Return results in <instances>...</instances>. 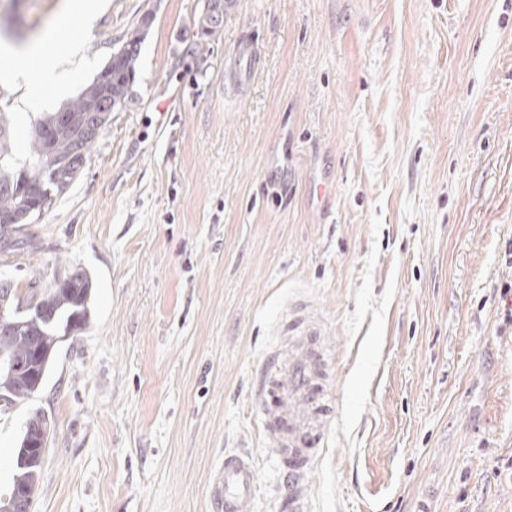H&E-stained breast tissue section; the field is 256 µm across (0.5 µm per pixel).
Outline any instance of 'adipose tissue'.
<instances>
[{
    "instance_id": "1",
    "label": "adipose tissue",
    "mask_w": 512,
    "mask_h": 512,
    "mask_svg": "<svg viewBox=\"0 0 512 512\" xmlns=\"http://www.w3.org/2000/svg\"><path fill=\"white\" fill-rule=\"evenodd\" d=\"M70 55L57 48L53 32L26 47L0 44V79L24 83L29 91L63 88Z\"/></svg>"
}]
</instances>
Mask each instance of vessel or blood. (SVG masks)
<instances>
[{
    "mask_svg": "<svg viewBox=\"0 0 512 512\" xmlns=\"http://www.w3.org/2000/svg\"><path fill=\"white\" fill-rule=\"evenodd\" d=\"M300 332L287 358L272 356L262 374L258 396L268 418L265 438L276 448L288 475L289 512H308L307 486L331 414L320 369L326 357L318 329L296 319ZM257 464L252 454L225 455L209 484L215 512H253Z\"/></svg>",
    "mask_w": 512,
    "mask_h": 512,
    "instance_id": "vessel-or-blood-1",
    "label": "vessel or blood"
}]
</instances>
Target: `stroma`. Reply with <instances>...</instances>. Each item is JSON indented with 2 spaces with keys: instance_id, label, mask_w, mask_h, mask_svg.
Wrapping results in <instances>:
<instances>
[{
  "instance_id": "stroma-1",
  "label": "stroma",
  "mask_w": 512,
  "mask_h": 512,
  "mask_svg": "<svg viewBox=\"0 0 512 512\" xmlns=\"http://www.w3.org/2000/svg\"><path fill=\"white\" fill-rule=\"evenodd\" d=\"M104 0L58 29L66 92L0 83L14 151L133 31V98L0 279L93 283L88 327L0 413V495L33 412V512H212L225 452L288 494L255 398L289 315L321 325L333 421L310 512H512V0ZM66 0H0L39 40ZM224 2L226 0H207L205 9L196 21L198 34L202 36L215 35L224 22Z\"/></svg>"
}]
</instances>
